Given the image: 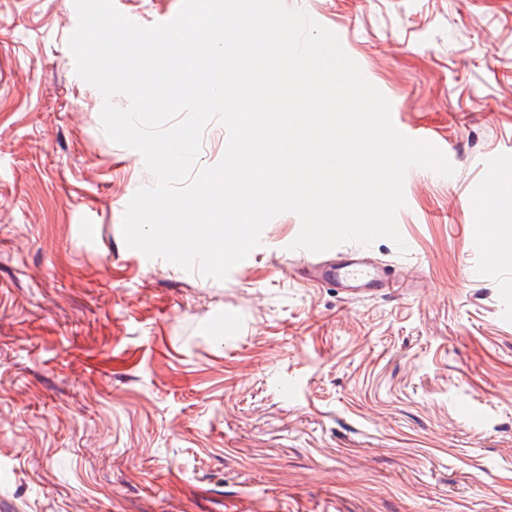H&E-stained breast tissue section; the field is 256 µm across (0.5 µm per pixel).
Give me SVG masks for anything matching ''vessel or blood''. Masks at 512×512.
Here are the masks:
<instances>
[{"label":"vessel or blood","mask_w":512,"mask_h":512,"mask_svg":"<svg viewBox=\"0 0 512 512\" xmlns=\"http://www.w3.org/2000/svg\"><path fill=\"white\" fill-rule=\"evenodd\" d=\"M302 264L315 278L343 286L345 293L351 296L374 295L383 284L379 270L362 262L356 251L340 254L336 263L329 266L307 252Z\"/></svg>","instance_id":"1"}]
</instances>
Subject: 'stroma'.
I'll return each instance as SVG.
<instances>
[{
	"mask_svg": "<svg viewBox=\"0 0 512 512\" xmlns=\"http://www.w3.org/2000/svg\"><path fill=\"white\" fill-rule=\"evenodd\" d=\"M432 139L385 290L294 265L285 213L218 281L126 246L153 177L75 73L73 0H0V512H512V0H283ZM143 26L181 0H114ZM493 199L498 203L493 207V224L512 223V179L495 181Z\"/></svg>",
	"mask_w": 512,
	"mask_h": 512,
	"instance_id": "stroma-1",
	"label": "stroma"
}]
</instances>
